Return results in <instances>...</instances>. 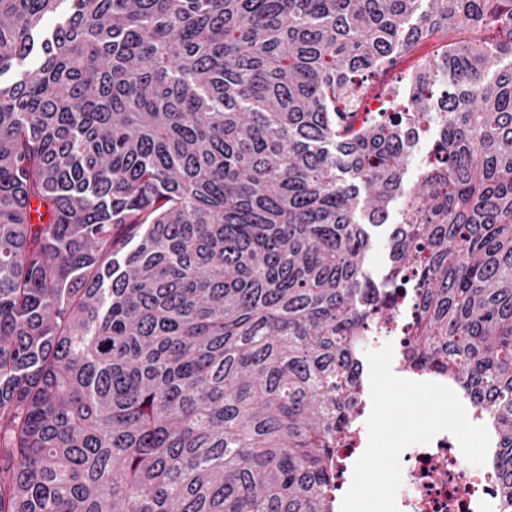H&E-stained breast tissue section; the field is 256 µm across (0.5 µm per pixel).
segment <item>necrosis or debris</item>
Wrapping results in <instances>:
<instances>
[{
	"label": "necrosis or debris",
	"instance_id": "1",
	"mask_svg": "<svg viewBox=\"0 0 512 512\" xmlns=\"http://www.w3.org/2000/svg\"><path fill=\"white\" fill-rule=\"evenodd\" d=\"M400 462L399 512H512V502L501 494L496 465L469 463L451 433L409 445Z\"/></svg>",
	"mask_w": 512,
	"mask_h": 512
}]
</instances>
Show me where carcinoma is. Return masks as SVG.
I'll return each instance as SVG.
<instances>
[{
	"label": "carcinoma",
	"instance_id": "obj_1",
	"mask_svg": "<svg viewBox=\"0 0 512 512\" xmlns=\"http://www.w3.org/2000/svg\"><path fill=\"white\" fill-rule=\"evenodd\" d=\"M61 2L0 0V73ZM69 2L0 86V512H332L400 288L512 498V0ZM437 43L435 39L423 40L416 45L412 52L401 55L395 69L388 74L382 85L386 88L387 85L396 84L401 78L410 74L421 59L432 54ZM434 137L435 130L429 132L427 136L421 139V141L417 145L414 151L412 162L408 166V171L405 177L406 186H411L414 183H416L419 174L421 160L425 158V156L431 149ZM388 264V252L384 233L379 230L375 236L374 244L368 259V271L370 276L378 281L383 276ZM365 422L361 420L348 436L343 448H338L336 453L337 466H338V481H334L333 494L331 495L334 508L336 507V491L340 490L343 485V475L348 470V463L346 460L351 459L354 455L360 456L366 451L363 444L362 433L364 431ZM343 474V475H342ZM342 476V478H341Z\"/></svg>",
	"mask_w": 512,
	"mask_h": 512
}]
</instances>
